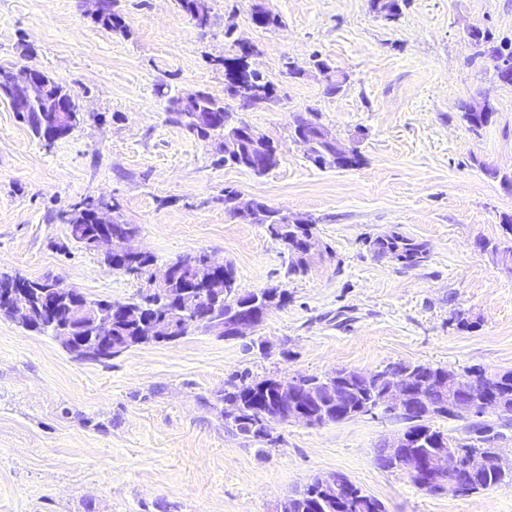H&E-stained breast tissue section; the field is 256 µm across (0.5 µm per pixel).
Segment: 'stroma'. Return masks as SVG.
Instances as JSON below:
<instances>
[{
	"label": "stroma",
	"mask_w": 512,
	"mask_h": 512,
	"mask_svg": "<svg viewBox=\"0 0 512 512\" xmlns=\"http://www.w3.org/2000/svg\"><path fill=\"white\" fill-rule=\"evenodd\" d=\"M278 17L262 29L255 4ZM197 28L178 0H113L125 32L105 30L90 0H0V63L41 70L79 96L83 119L45 144L0 101V273L53 276L94 299L127 302L145 280L110 268L71 240L58 216L105 196L158 266L199 253L232 264L241 291L288 299L247 337L203 328L79 361L51 337L0 315V512H279L295 491L336 472L386 512H512V486L432 494L376 460L406 424L383 411L338 423L275 425L271 441L224 425L236 375L323 377L396 363L464 374L512 370V266L480 242H512L502 218L512 191V86L468 34L512 42V0H408L399 20L371 0H206ZM275 86L243 122L274 138L262 176L217 164L215 144L167 120L170 96H224L231 40ZM347 74L328 94L313 67ZM490 97L491 123L472 132L458 106ZM340 138L364 163L320 168L291 131L297 114ZM314 221L305 274L266 226L230 217L224 191ZM397 232L422 242L420 265L374 256Z\"/></svg>",
	"instance_id": "1"
}]
</instances>
